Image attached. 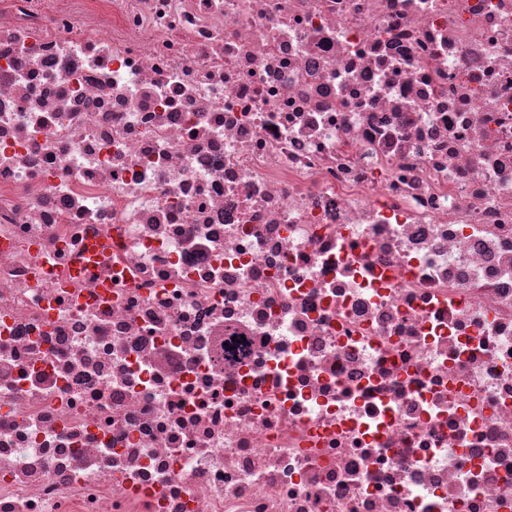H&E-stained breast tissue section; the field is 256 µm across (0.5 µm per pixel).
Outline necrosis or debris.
Masks as SVG:
<instances>
[{
    "label": "necrosis or debris",
    "mask_w": 512,
    "mask_h": 512,
    "mask_svg": "<svg viewBox=\"0 0 512 512\" xmlns=\"http://www.w3.org/2000/svg\"><path fill=\"white\" fill-rule=\"evenodd\" d=\"M0 512H512V0H0Z\"/></svg>",
    "instance_id": "necrosis-or-debris-1"
}]
</instances>
